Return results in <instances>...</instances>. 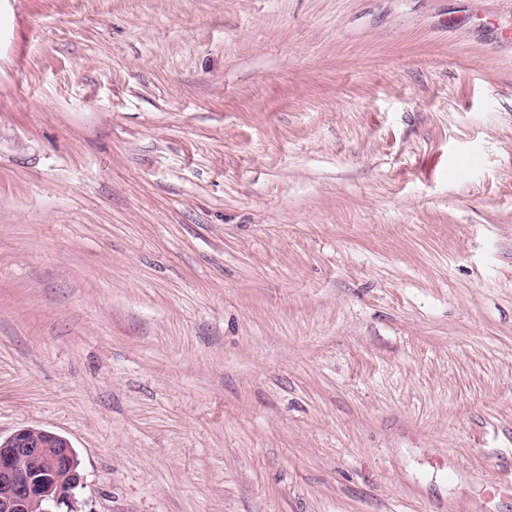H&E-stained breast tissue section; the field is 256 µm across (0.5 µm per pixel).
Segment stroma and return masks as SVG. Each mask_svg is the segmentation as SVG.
<instances>
[{"mask_svg": "<svg viewBox=\"0 0 512 512\" xmlns=\"http://www.w3.org/2000/svg\"><path fill=\"white\" fill-rule=\"evenodd\" d=\"M84 512H512L507 0H0V435Z\"/></svg>", "mask_w": 512, "mask_h": 512, "instance_id": "35a3bbf8", "label": "stroma"}]
</instances>
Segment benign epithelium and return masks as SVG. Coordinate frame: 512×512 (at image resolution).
Masks as SVG:
<instances>
[{"mask_svg": "<svg viewBox=\"0 0 512 512\" xmlns=\"http://www.w3.org/2000/svg\"><path fill=\"white\" fill-rule=\"evenodd\" d=\"M84 475L71 443L37 427L0 437V512H81Z\"/></svg>", "mask_w": 512, "mask_h": 512, "instance_id": "1", "label": "benign epithelium"}]
</instances>
